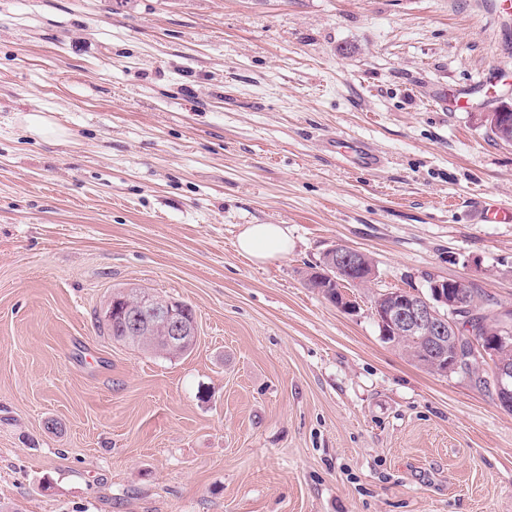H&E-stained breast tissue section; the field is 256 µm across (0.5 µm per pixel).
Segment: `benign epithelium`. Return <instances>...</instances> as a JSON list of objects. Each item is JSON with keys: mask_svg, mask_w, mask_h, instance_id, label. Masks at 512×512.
I'll return each mask as SVG.
<instances>
[{"mask_svg": "<svg viewBox=\"0 0 512 512\" xmlns=\"http://www.w3.org/2000/svg\"><path fill=\"white\" fill-rule=\"evenodd\" d=\"M366 254L343 244H336L323 255L320 267L328 270V280L338 284L332 302L344 312H352L354 303L343 293L341 284L349 280L354 287L363 288L367 281L354 277ZM112 307L128 315L131 330L139 328V311L149 309L154 314L152 324L162 330L171 345L187 339L189 329L174 315L169 304L162 297L153 294L140 296L135 300L126 298L114 300ZM470 308L469 292L462 281L433 280L427 293L406 289H390L377 294L373 314L384 336H426L431 339L428 363L442 374L459 372L465 366H476L480 359L493 364V381L500 405L512 408V357L500 352L499 347L512 338L503 334L492 341L484 336H475L480 351L474 347L462 348L459 340V325L448 313H457ZM454 348V354L447 356V347Z\"/></svg>", "mask_w": 512, "mask_h": 512, "instance_id": "1", "label": "benign epithelium"}]
</instances>
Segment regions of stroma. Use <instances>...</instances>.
<instances>
[{
  "label": "stroma",
  "mask_w": 512,
  "mask_h": 512,
  "mask_svg": "<svg viewBox=\"0 0 512 512\" xmlns=\"http://www.w3.org/2000/svg\"><path fill=\"white\" fill-rule=\"evenodd\" d=\"M511 90L512 0H0V512H512L491 361L371 312L433 278L512 309L478 209L512 207ZM248 224L293 251L250 263ZM338 243L377 271L353 314L304 285ZM128 288L193 307L189 355L100 333ZM339 140L336 139V154H341V149L347 147L351 154L353 162L363 169L377 170L382 165V158L378 152L371 148L367 143L362 140H356L349 146H342ZM238 252L257 264H266L288 256L293 242L282 224H248L238 236Z\"/></svg>",
  "instance_id": "1"
}]
</instances>
